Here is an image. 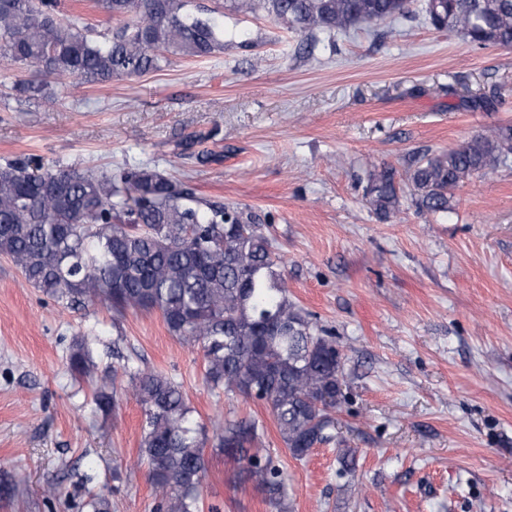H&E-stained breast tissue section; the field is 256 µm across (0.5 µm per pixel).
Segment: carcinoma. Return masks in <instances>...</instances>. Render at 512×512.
Segmentation results:
<instances>
[{"instance_id":"carcinoma-1","label":"carcinoma","mask_w":512,"mask_h":512,"mask_svg":"<svg viewBox=\"0 0 512 512\" xmlns=\"http://www.w3.org/2000/svg\"><path fill=\"white\" fill-rule=\"evenodd\" d=\"M119 22L98 37L78 19L61 17L58 0H0V58L34 76L82 83L140 77L171 56L207 58L224 52V16L267 13L304 33L347 32L411 12V0H96ZM437 30L472 45L512 47V0H424ZM20 90L47 106L58 98L44 85ZM512 157V126L477 134L457 148L415 158L405 171L418 210L448 213L453 191L487 176ZM401 179L373 162L364 192L381 220L399 210ZM0 254L32 287L67 307L104 304L116 312L158 311L170 334L204 353L205 381L269 406L286 448L298 460L336 439L343 363L336 339L288 295L286 261L259 218L243 208L197 196L155 167L119 178L72 168L31 169L16 159L0 165ZM74 378L96 369L86 343L75 341ZM124 392L144 415L137 463L146 464L154 512H203L208 472L206 428L193 417L180 386L152 371L129 373ZM102 412L119 406L117 389H99ZM214 443L240 466L278 512H288L282 471L255 443L256 419L217 420ZM87 512H111L95 493Z\"/></svg>"}]
</instances>
